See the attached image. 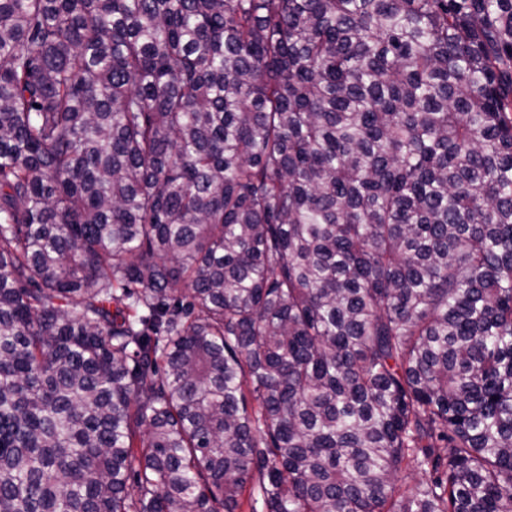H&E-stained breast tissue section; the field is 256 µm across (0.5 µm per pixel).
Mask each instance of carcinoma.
Segmentation results:
<instances>
[{
  "label": "carcinoma",
  "mask_w": 512,
  "mask_h": 512,
  "mask_svg": "<svg viewBox=\"0 0 512 512\" xmlns=\"http://www.w3.org/2000/svg\"><path fill=\"white\" fill-rule=\"evenodd\" d=\"M259 501L512 512V0H0V512Z\"/></svg>",
  "instance_id": "1"
}]
</instances>
